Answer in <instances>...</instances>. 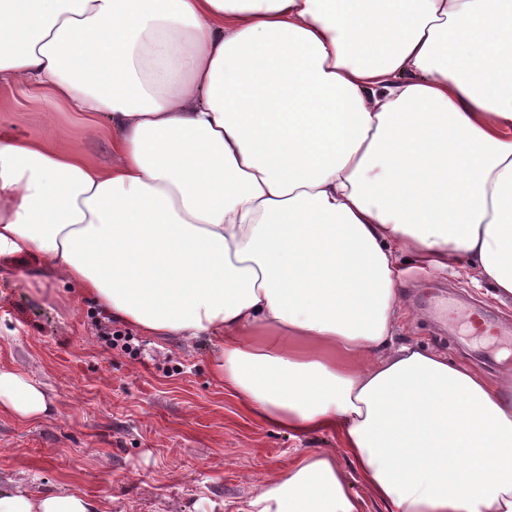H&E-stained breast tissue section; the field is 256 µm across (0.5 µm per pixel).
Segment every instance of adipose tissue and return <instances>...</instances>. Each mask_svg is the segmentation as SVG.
<instances>
[{"label":"adipose tissue","mask_w":512,"mask_h":512,"mask_svg":"<svg viewBox=\"0 0 512 512\" xmlns=\"http://www.w3.org/2000/svg\"><path fill=\"white\" fill-rule=\"evenodd\" d=\"M16 87L94 115L112 161L0 132V257L218 339L248 413L335 434L246 512H512V376L395 341L404 262L512 302V0H0ZM1 410L52 405L0 368ZM0 512L102 506L14 483Z\"/></svg>","instance_id":"adipose-tissue-1"}]
</instances>
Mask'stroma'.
Segmentation results:
<instances>
[{
	"instance_id": "1",
	"label": "stroma",
	"mask_w": 512,
	"mask_h": 512,
	"mask_svg": "<svg viewBox=\"0 0 512 512\" xmlns=\"http://www.w3.org/2000/svg\"><path fill=\"white\" fill-rule=\"evenodd\" d=\"M4 97L11 109L0 124L110 163L85 113L32 104L19 88ZM402 282L397 341L443 353L492 382L512 369L494 341L462 320L442 325L419 313L422 296L440 285L455 306L493 310L512 327V305L492 300L476 270L411 264ZM95 307L41 256L0 261V367L40 383L53 406L36 420L0 414L1 480L74 489L98 498L103 512H244L255 487L296 454L335 450L334 435L297 440L248 416L213 372L217 340L162 339L113 322L134 337L133 357L105 346L87 316Z\"/></svg>"
}]
</instances>
